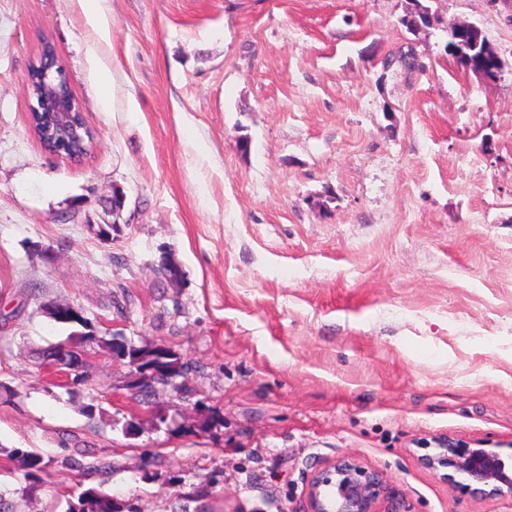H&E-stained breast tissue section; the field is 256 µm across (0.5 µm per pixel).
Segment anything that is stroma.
I'll return each mask as SVG.
<instances>
[{"label":"stroma","mask_w":512,"mask_h":512,"mask_svg":"<svg viewBox=\"0 0 512 512\" xmlns=\"http://www.w3.org/2000/svg\"><path fill=\"white\" fill-rule=\"evenodd\" d=\"M428 3L411 30L412 0H101L103 35L80 0H0V512H69L79 483L133 512H308L349 453L410 512H512L418 461L439 437L512 457V0ZM462 24L497 81L452 54ZM43 37L95 134L79 161L28 125ZM49 304L186 369L137 389L97 346L57 375ZM75 448L106 471L66 469ZM466 26H460L452 29L449 34L450 44L452 49L457 52L459 55H473V57H480L484 53L493 54L492 52H496L487 42V40L482 36L481 31L477 27L469 26V42L470 45L465 42V37L463 36V30ZM469 51V53H468Z\"/></svg>","instance_id":"35a3bbf8"}]
</instances>
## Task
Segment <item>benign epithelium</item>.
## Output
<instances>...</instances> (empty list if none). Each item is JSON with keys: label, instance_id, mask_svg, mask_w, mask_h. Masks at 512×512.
Masks as SVG:
<instances>
[{"label": "benign epithelium", "instance_id": "benign-epithelium-1", "mask_svg": "<svg viewBox=\"0 0 512 512\" xmlns=\"http://www.w3.org/2000/svg\"><path fill=\"white\" fill-rule=\"evenodd\" d=\"M463 30L462 26L456 27L449 34L452 49L460 55L470 50ZM33 66L35 73H27L26 79L32 100L29 110L44 124V135L50 141L46 151L79 161L87 154L83 141L94 140V135L85 125L75 95L65 92L71 87L69 71L48 45ZM49 314L58 323L83 324L81 312L70 305H52ZM420 462L473 497L512 499V464L496 452L443 440L439 447L421 455ZM458 475L466 482L456 480ZM308 503L309 512H408L384 473L350 454L318 471L309 486Z\"/></svg>", "mask_w": 512, "mask_h": 512}]
</instances>
